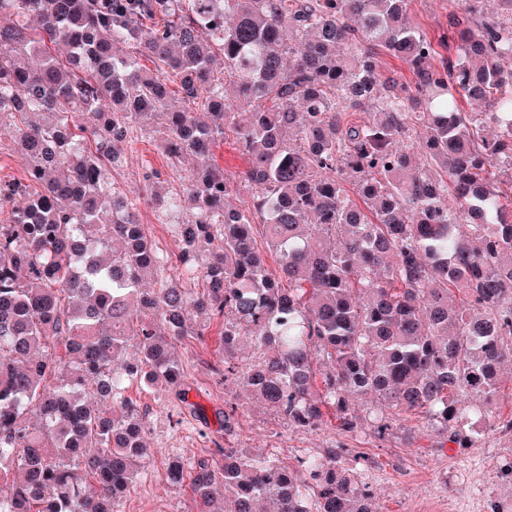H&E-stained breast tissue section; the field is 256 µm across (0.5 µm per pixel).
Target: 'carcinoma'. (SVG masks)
<instances>
[{"label":"carcinoma","mask_w":512,"mask_h":512,"mask_svg":"<svg viewBox=\"0 0 512 512\" xmlns=\"http://www.w3.org/2000/svg\"><path fill=\"white\" fill-rule=\"evenodd\" d=\"M410 2L0 0V124L27 173L0 181V512H121L148 455L126 392L188 402L172 348L205 336L190 309L224 318V374L292 427L331 410L352 432L349 396L373 393L380 437L401 411L458 448L512 434L492 411L512 361V0H461L454 42L422 34ZM152 124L168 159L197 165L180 194L151 170L130 197L112 169ZM226 129L248 203L212 158ZM143 200L173 227L176 279ZM242 334L263 349L249 370ZM218 455L168 465L199 512H373L342 445L290 466Z\"/></svg>","instance_id":"obj_1"}]
</instances>
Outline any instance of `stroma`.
<instances>
[{"label": "stroma", "mask_w": 512, "mask_h": 512, "mask_svg": "<svg viewBox=\"0 0 512 512\" xmlns=\"http://www.w3.org/2000/svg\"><path fill=\"white\" fill-rule=\"evenodd\" d=\"M411 12L421 31L434 36L446 29L459 6L457 0H411ZM184 158L170 166L158 147L155 133L142 132L135 149L112 173L119 190L138 194L146 170H160L170 186H179L193 170ZM192 326L208 328L205 343L188 338L176 345L189 398L200 404L202 417L185 413L168 392H145L130 387L128 394L144 412L145 438L150 455L144 461L123 505V512H198L188 484L167 478L171 459L217 461L222 448H246L254 454H274L283 464L316 455L336 444L364 456L363 481L370 484L377 512H493L512 505V485L498 476L505 458L512 456V436L491 434L469 448H434L435 435L426 418L400 415L385 438H377L367 408L371 397L350 398L358 419L353 432L342 433L333 416L314 429L288 426L260 400L239 388L236 379L222 376L224 352L217 341L219 319L206 315L191 319ZM237 406L231 421L218 413L225 402Z\"/></svg>", "instance_id": "obj_1"}]
</instances>
